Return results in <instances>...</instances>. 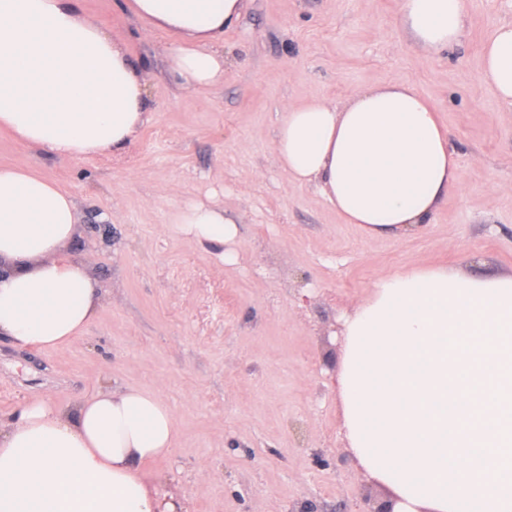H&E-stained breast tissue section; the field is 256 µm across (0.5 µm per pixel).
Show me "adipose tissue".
Segmentation results:
<instances>
[{"mask_svg":"<svg viewBox=\"0 0 512 512\" xmlns=\"http://www.w3.org/2000/svg\"><path fill=\"white\" fill-rule=\"evenodd\" d=\"M126 3L177 36L178 84L223 83L220 45L245 0ZM467 4L400 0L399 22L439 54L459 44ZM481 79L512 104V23L489 37ZM151 118L127 52L77 0H0L1 130L75 160L125 151ZM275 152L290 180L320 186L372 237L417 232L457 183L435 109L406 84L289 108ZM172 222L235 262L239 226L223 207L193 202ZM78 225L72 195L26 166H0V336L14 347L71 343L96 316L103 290L67 249ZM343 336L341 427L361 468L393 493L394 512H512V274L439 266L382 277L344 318ZM176 444L171 409L139 388L27 402L0 419V512H188L143 470Z\"/></svg>","mask_w":512,"mask_h":512,"instance_id":"ef3b65f1","label":"adipose tissue"}]
</instances>
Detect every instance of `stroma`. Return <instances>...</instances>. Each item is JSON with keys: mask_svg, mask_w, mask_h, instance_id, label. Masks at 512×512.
<instances>
[{"mask_svg": "<svg viewBox=\"0 0 512 512\" xmlns=\"http://www.w3.org/2000/svg\"><path fill=\"white\" fill-rule=\"evenodd\" d=\"M78 8L140 69L152 119L124 152L68 162L0 131V164L28 165L74 197L69 250L105 293L70 344L0 339V418L105 381L137 387L169 406L178 436L145 471L190 512H363L365 498L391 499L341 430L328 367L337 323L397 272L512 274V106L480 80L483 46L512 23V0H469L460 45L438 55L397 25L400 0H246L224 32V82L205 90L172 82L170 37L125 0ZM405 83L447 130L458 184L415 235L370 237L320 188L289 179L276 130L288 106ZM209 195L241 226L236 264H218L170 222Z\"/></svg>", "mask_w": 512, "mask_h": 512, "instance_id": "35a3bbf8", "label": "stroma"}]
</instances>
